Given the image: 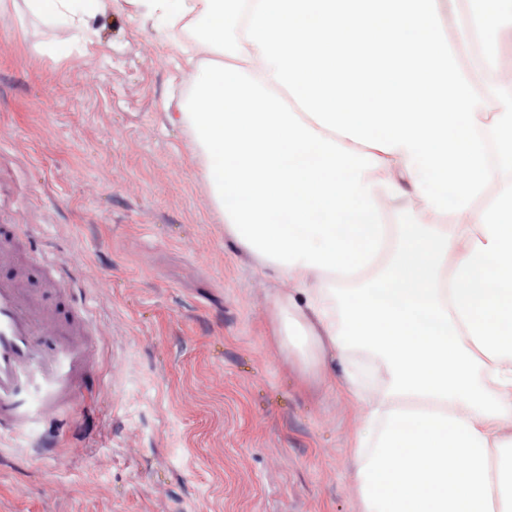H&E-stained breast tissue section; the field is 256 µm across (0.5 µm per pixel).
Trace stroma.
<instances>
[{
    "label": "stroma",
    "instance_id": "obj_1",
    "mask_svg": "<svg viewBox=\"0 0 512 512\" xmlns=\"http://www.w3.org/2000/svg\"><path fill=\"white\" fill-rule=\"evenodd\" d=\"M91 43L44 51L0 16V225L72 272L97 364L52 458L0 437V512H356L360 412L300 382L275 344L264 275L224 231L186 127L191 71L124 8ZM64 42V34L54 36Z\"/></svg>",
    "mask_w": 512,
    "mask_h": 512
}]
</instances>
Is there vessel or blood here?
Listing matches in <instances>:
<instances>
[{
	"label": "vessel or blood",
	"mask_w": 512,
	"mask_h": 512,
	"mask_svg": "<svg viewBox=\"0 0 512 512\" xmlns=\"http://www.w3.org/2000/svg\"><path fill=\"white\" fill-rule=\"evenodd\" d=\"M87 308L46 306L18 272L0 274V434H35L41 419L80 403L95 358ZM51 448L52 435L35 434Z\"/></svg>",
	"instance_id": "b4317fda"
}]
</instances>
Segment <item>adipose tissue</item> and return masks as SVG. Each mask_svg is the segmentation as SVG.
<instances>
[{"label": "adipose tissue", "mask_w": 512, "mask_h": 512, "mask_svg": "<svg viewBox=\"0 0 512 512\" xmlns=\"http://www.w3.org/2000/svg\"><path fill=\"white\" fill-rule=\"evenodd\" d=\"M289 2L124 0L172 45L202 35L179 119L227 235L290 285L278 347L361 409L357 512H512V0ZM111 7L0 0L72 43ZM413 203L453 221L387 223Z\"/></svg>", "instance_id": "obj_1"}]
</instances>
